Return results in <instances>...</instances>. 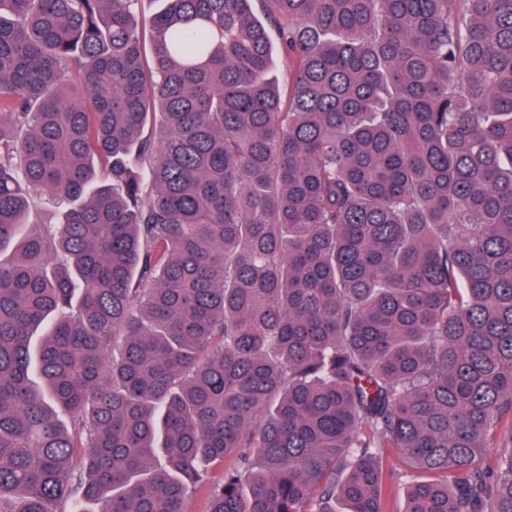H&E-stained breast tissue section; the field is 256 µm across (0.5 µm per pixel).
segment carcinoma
Listing matches in <instances>:
<instances>
[{
	"label": "carcinoma",
	"mask_w": 512,
	"mask_h": 512,
	"mask_svg": "<svg viewBox=\"0 0 512 512\" xmlns=\"http://www.w3.org/2000/svg\"><path fill=\"white\" fill-rule=\"evenodd\" d=\"M138 2L0 0V512H512V0ZM271 45L273 50L272 76L278 83L282 95H288V83L291 78V69L288 63V57L281 53L278 47V38L273 30H269ZM392 453V452H391ZM392 477L389 481V512H403L406 493L411 476L407 470L395 459L393 453L390 456Z\"/></svg>",
	"instance_id": "cac0c4a2"
}]
</instances>
